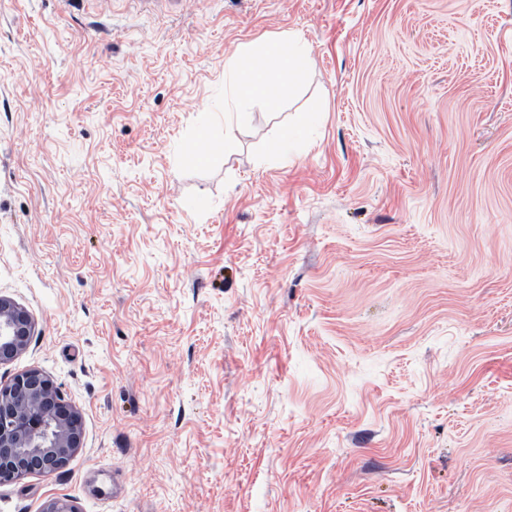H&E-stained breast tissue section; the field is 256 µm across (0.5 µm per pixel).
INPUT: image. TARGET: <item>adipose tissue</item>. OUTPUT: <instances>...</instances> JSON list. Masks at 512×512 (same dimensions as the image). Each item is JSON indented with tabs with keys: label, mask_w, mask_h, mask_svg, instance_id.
I'll return each instance as SVG.
<instances>
[{
	"label": "adipose tissue",
	"mask_w": 512,
	"mask_h": 512,
	"mask_svg": "<svg viewBox=\"0 0 512 512\" xmlns=\"http://www.w3.org/2000/svg\"><path fill=\"white\" fill-rule=\"evenodd\" d=\"M260 55L270 58V67L254 65V58ZM312 65V49L297 35L249 42L225 67L224 94L235 103L242 120L256 101L274 106L291 97Z\"/></svg>",
	"instance_id": "1"
}]
</instances>
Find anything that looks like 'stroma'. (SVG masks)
<instances>
[{"instance_id": "stroma-1", "label": "stroma", "mask_w": 512, "mask_h": 512, "mask_svg": "<svg viewBox=\"0 0 512 512\" xmlns=\"http://www.w3.org/2000/svg\"><path fill=\"white\" fill-rule=\"evenodd\" d=\"M0 296L84 424L0 512H512V0H0ZM260 55L270 58V67L254 65ZM312 65L311 47L295 34L243 44L224 71V97L235 103L238 124L256 101L276 106L290 98Z\"/></svg>"}]
</instances>
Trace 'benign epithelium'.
<instances>
[{"instance_id":"7a95c632","label":"benign epithelium","mask_w":512,"mask_h":512,"mask_svg":"<svg viewBox=\"0 0 512 512\" xmlns=\"http://www.w3.org/2000/svg\"><path fill=\"white\" fill-rule=\"evenodd\" d=\"M35 322L0 296V365L28 349ZM83 417L54 380L37 368L0 384V485L64 469L83 448Z\"/></svg>"}]
</instances>
